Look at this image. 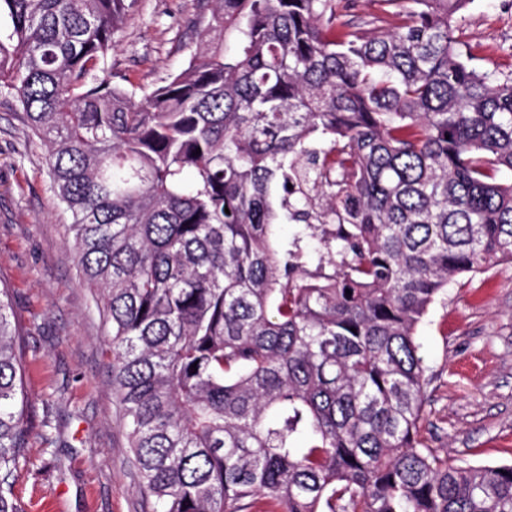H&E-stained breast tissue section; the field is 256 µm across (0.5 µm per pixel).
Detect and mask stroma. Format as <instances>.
Segmentation results:
<instances>
[{"label": "stroma", "instance_id": "obj_1", "mask_svg": "<svg viewBox=\"0 0 512 512\" xmlns=\"http://www.w3.org/2000/svg\"><path fill=\"white\" fill-rule=\"evenodd\" d=\"M343 15L370 35L394 24L380 0H350ZM209 16L208 0H135L105 73L135 95L151 91L187 66ZM454 35L479 69L512 73V0H470ZM45 153L0 95V283L29 393L14 495L21 512H155L112 390L110 326L80 273ZM417 334L432 377L433 449L462 465L512 464V263L453 278Z\"/></svg>", "mask_w": 512, "mask_h": 512}]
</instances>
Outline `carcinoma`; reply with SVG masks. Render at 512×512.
I'll use <instances>...</instances> for the list:
<instances>
[{"mask_svg":"<svg viewBox=\"0 0 512 512\" xmlns=\"http://www.w3.org/2000/svg\"><path fill=\"white\" fill-rule=\"evenodd\" d=\"M133 2L0 0V93L47 148L156 512H512V465L422 430L418 325L453 277L512 263V75L456 48L468 0H382L373 37L342 0H211L139 100L97 74ZM11 318L1 288L0 512L26 441Z\"/></svg>","mask_w":512,"mask_h":512,"instance_id":"carcinoma-1","label":"carcinoma"}]
</instances>
